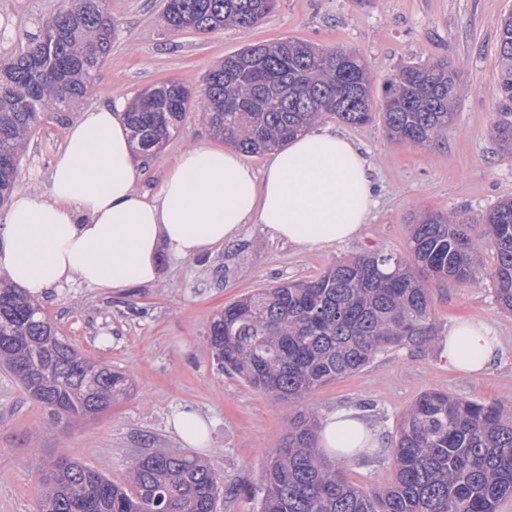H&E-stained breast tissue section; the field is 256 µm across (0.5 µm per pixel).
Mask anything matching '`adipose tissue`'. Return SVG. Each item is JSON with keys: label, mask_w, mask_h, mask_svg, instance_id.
Listing matches in <instances>:
<instances>
[{"label": "adipose tissue", "mask_w": 512, "mask_h": 512, "mask_svg": "<svg viewBox=\"0 0 512 512\" xmlns=\"http://www.w3.org/2000/svg\"><path fill=\"white\" fill-rule=\"evenodd\" d=\"M127 108L117 98L83 109L47 181L16 193L0 219V275L30 297L75 282L112 291L156 283L164 264L206 254L253 221L295 246H333L353 238L375 205L365 159L327 129L291 139L260 172L223 147L188 146L160 190L142 192ZM500 351L487 324L448 330L446 357L457 371L479 374ZM169 426L186 447L209 443L196 410L176 409ZM319 445L332 454L378 447L379 438L357 413L340 410L323 421Z\"/></svg>", "instance_id": "adipose-tissue-1"}]
</instances>
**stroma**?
Segmentation results:
<instances>
[{
    "mask_svg": "<svg viewBox=\"0 0 512 512\" xmlns=\"http://www.w3.org/2000/svg\"><path fill=\"white\" fill-rule=\"evenodd\" d=\"M64 3L0 0V58L26 51ZM105 6L118 28L85 99L89 105L117 95L131 99L167 80L200 90L224 56L282 38L363 54L373 71L376 112L384 79L407 63L445 61L460 73L455 120L447 136L430 146L390 141L378 119L363 126L330 121V128L353 141L372 167L378 205L354 239L305 249L248 224L212 254L170 267L158 285L112 292L74 283L50 291L41 306L59 335L130 378V392L107 411L53 423L13 373L0 366V512H37V473L61 453L119 483L135 458L184 452L167 428L169 415L180 407L213 422L211 443L197 455L223 478L217 512H256L252 490L260 484L268 453L286 440L290 408L220 370L207 339L210 324L241 296L314 277L337 259L367 251L405 252L413 211L476 219L512 198V156L502 155L490 135L500 110L497 22L512 12V0H277L254 27L206 34L169 31L165 0H106ZM66 128V122L55 119L39 125L21 157L16 190L47 180L62 155ZM216 142L201 113L189 109L177 133L138 167L137 187L158 192L186 147ZM481 249L484 271L476 279L431 284L432 344L382 350L362 372L313 395L319 417L354 410L381 436L378 452L344 461L353 483L378 487L392 481L396 427L426 390L494 400L512 410V314L500 309L485 276L495 265V250L486 242ZM459 317L490 324L501 339V360L483 374L448 367V329Z\"/></svg>",
    "mask_w": 512,
    "mask_h": 512,
    "instance_id": "35a3bbf8",
    "label": "stroma"
}]
</instances>
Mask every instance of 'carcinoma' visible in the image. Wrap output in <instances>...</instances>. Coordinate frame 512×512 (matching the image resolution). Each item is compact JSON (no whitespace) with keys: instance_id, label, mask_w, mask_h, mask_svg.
Listing matches in <instances>:
<instances>
[{"instance_id":"1","label":"carcinoma","mask_w":512,"mask_h":512,"mask_svg":"<svg viewBox=\"0 0 512 512\" xmlns=\"http://www.w3.org/2000/svg\"><path fill=\"white\" fill-rule=\"evenodd\" d=\"M277 0H166L174 33L249 28ZM502 112L493 124L512 154V13L498 24ZM117 23L103 0H66L44 24L46 38L0 59V205L9 199L20 151L40 123L82 104L112 51ZM447 62H410L385 79L381 119L389 137L425 146L448 130L459 97ZM372 78L356 50L300 39L247 45L211 70L193 92L168 80L153 100L127 112L142 153L160 149L187 109L240 152L274 150L327 119L373 120ZM496 252L489 274L500 308L512 312V199L482 215ZM471 221L455 213L411 216L407 252L342 258L305 280H287L224 306L209 344L221 368L294 407L285 443L266 459L257 512H498L512 496V412L430 389L403 413L391 448L394 479L358 486L317 446L321 428L308 403L319 388L362 371L383 349L435 339L431 282H467L483 266ZM0 365L9 369L54 422L93 417L130 391L122 373L80 353L41 308L0 279ZM38 512H214L218 473L181 453L135 459L118 484L60 457L39 476Z\"/></svg>"}]
</instances>
